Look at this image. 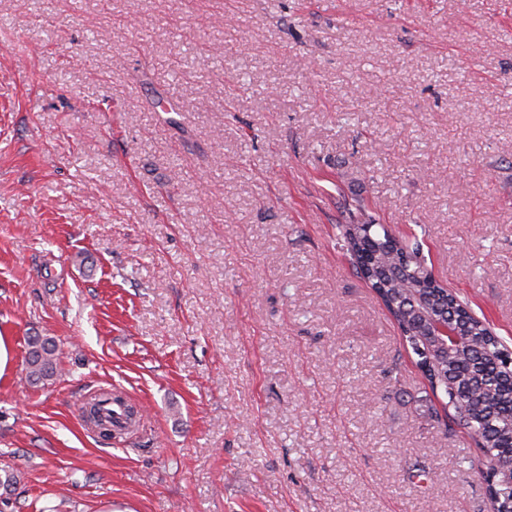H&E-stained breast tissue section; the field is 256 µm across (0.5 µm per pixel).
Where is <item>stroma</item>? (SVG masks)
Returning a JSON list of instances; mask_svg holds the SVG:
<instances>
[{"label":"stroma","mask_w":512,"mask_h":512,"mask_svg":"<svg viewBox=\"0 0 512 512\" xmlns=\"http://www.w3.org/2000/svg\"><path fill=\"white\" fill-rule=\"evenodd\" d=\"M345 196L512 351V0H0L5 512H493ZM25 358V379L31 386L48 384L59 370V345L53 337L29 336Z\"/></svg>","instance_id":"obj_1"}]
</instances>
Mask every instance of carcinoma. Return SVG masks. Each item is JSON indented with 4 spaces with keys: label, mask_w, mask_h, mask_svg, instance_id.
<instances>
[{
    "label": "carcinoma",
    "mask_w": 512,
    "mask_h": 512,
    "mask_svg": "<svg viewBox=\"0 0 512 512\" xmlns=\"http://www.w3.org/2000/svg\"><path fill=\"white\" fill-rule=\"evenodd\" d=\"M342 208L348 220L336 225L339 237L348 251L355 272L380 299L397 321L406 341L419 357L422 371L433 391L443 390L448 404L455 409H472L484 399L501 407L512 404L507 389L491 382L483 391H471L461 381L448 384V370L454 359L432 350L423 341V326L410 315L413 303L422 298L445 308L450 303L460 306L465 302L450 292L438 279L431 276L419 243L397 234L383 224H374L365 218V204L360 198L343 200ZM473 347L469 357L484 365L496 364L499 370L508 372L504 358L507 349L495 334L478 321L471 324ZM59 370V345L49 336L34 335L28 338L25 358V379L31 386L45 385L55 379ZM484 455L497 461L505 469L512 464L506 449L498 447L504 431L491 425L485 416L473 415L463 423ZM489 498L497 504V512H509L512 505V490L497 484L486 487Z\"/></svg>",
    "instance_id": "1"
}]
</instances>
